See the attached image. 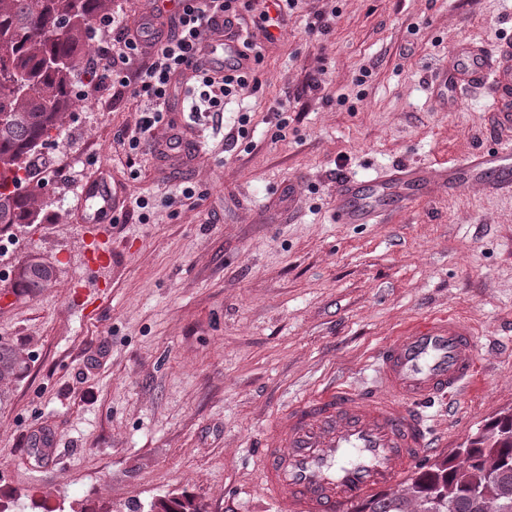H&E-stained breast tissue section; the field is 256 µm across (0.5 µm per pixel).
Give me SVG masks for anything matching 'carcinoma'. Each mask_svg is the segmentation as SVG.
Instances as JSON below:
<instances>
[{
	"label": "carcinoma",
	"mask_w": 512,
	"mask_h": 512,
	"mask_svg": "<svg viewBox=\"0 0 512 512\" xmlns=\"http://www.w3.org/2000/svg\"><path fill=\"white\" fill-rule=\"evenodd\" d=\"M112 0H0V229L41 224L52 202L45 184L44 150L76 111L91 73L83 52L94 21ZM52 277L18 266L14 286L46 288ZM18 357L0 341V380ZM460 454L415 473L400 493L384 495L357 512H512V413L471 436Z\"/></svg>",
	"instance_id": "1"
}]
</instances>
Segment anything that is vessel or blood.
I'll list each match as a JSON object with an SVG mask.
<instances>
[{"instance_id":"obj_1","label":"vessel or blood","mask_w":512,"mask_h":512,"mask_svg":"<svg viewBox=\"0 0 512 512\" xmlns=\"http://www.w3.org/2000/svg\"><path fill=\"white\" fill-rule=\"evenodd\" d=\"M225 69L247 64L237 34L206 49ZM438 109L452 110L472 88H486L485 125L495 141L461 159L436 165H392L334 183L340 224H388L438 195L480 190L512 196V40L495 48L460 44L429 77ZM476 329L455 313L429 315L399 327L371 354L374 392L332 383L289 404L266 434L260 454L265 495L282 512H350L353 505L392 491L438 444L423 403L452 398L476 373Z\"/></svg>"}]
</instances>
